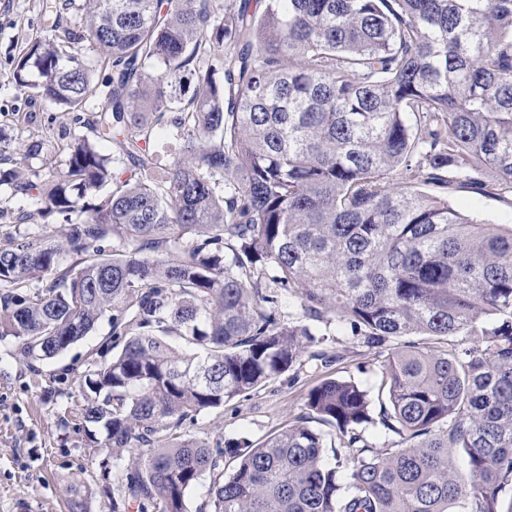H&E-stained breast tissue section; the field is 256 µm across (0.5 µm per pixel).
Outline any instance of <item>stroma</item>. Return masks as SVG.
Returning a JSON list of instances; mask_svg holds the SVG:
<instances>
[{"label":"stroma","instance_id":"35a3bbf8","mask_svg":"<svg viewBox=\"0 0 512 512\" xmlns=\"http://www.w3.org/2000/svg\"><path fill=\"white\" fill-rule=\"evenodd\" d=\"M55 3L0 0V168H21L34 182L42 181L48 169L64 167L73 135L90 132L12 76L14 62L28 43L53 34ZM438 194L463 213L512 224L511 192L489 198L474 186L456 183ZM32 227L49 236L56 229L36 197L1 186L0 246L7 236ZM318 331L325 336L324 348L338 354L337 362L327 367L306 362L297 378L281 376L249 397L203 412L185 421L181 434L213 446L230 439L257 443L302 414L308 391L322 380L345 378L366 388L375 383L377 360L343 322L319 324ZM10 351L9 343L0 342V512H67L75 487L88 493L87 512H102L98 460L85 445L84 430L74 424L61 427L60 420L83 403L77 376L87 358L96 352L107 359L113 354L107 323L44 364L39 377L17 365ZM50 373L64 377L62 393L47 392L44 377Z\"/></svg>","mask_w":512,"mask_h":512}]
</instances>
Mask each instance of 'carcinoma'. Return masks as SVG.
I'll list each match as a JSON object with an SVG mask.
<instances>
[{
  "instance_id": "obj_1",
  "label": "carcinoma",
  "mask_w": 512,
  "mask_h": 512,
  "mask_svg": "<svg viewBox=\"0 0 512 512\" xmlns=\"http://www.w3.org/2000/svg\"><path fill=\"white\" fill-rule=\"evenodd\" d=\"M14 76L101 97L49 189L0 170L63 221L0 248V341L34 369L108 318L122 348L79 377L108 512H187L205 479L212 512H512V225L418 189H512V0H88ZM329 314L395 345L376 394L326 379L259 444L178 433L337 361ZM169 128V126L164 127L161 139L158 140L154 146V149L158 150L160 155V169H156V175L158 177L165 175L167 168L174 160L183 157L181 153V143L173 139L172 135L170 136Z\"/></svg>"
}]
</instances>
